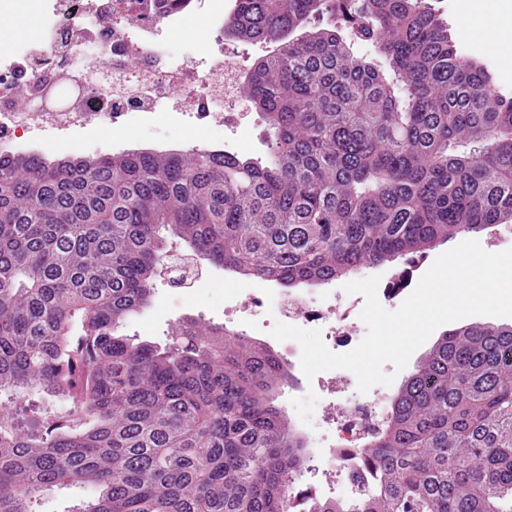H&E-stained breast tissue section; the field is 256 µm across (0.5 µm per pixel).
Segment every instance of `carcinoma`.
<instances>
[{"mask_svg":"<svg viewBox=\"0 0 512 512\" xmlns=\"http://www.w3.org/2000/svg\"><path fill=\"white\" fill-rule=\"evenodd\" d=\"M326 0H235L229 37L276 48L242 76L273 156L0 151V392L60 397L73 424L0 411V512L86 486L71 512H297L306 442L276 405L293 382L267 345L181 319L122 332L170 260L283 287L423 253L512 222V96L426 0H364L352 28L307 30ZM479 150L457 153L456 141ZM370 485L307 512H512V325L445 332L361 450ZM330 5H332L333 8L336 7V10L333 12L325 13L323 16V20H321L320 22L318 21V19L310 20L311 23L306 24L307 28H323L327 27L328 24L335 25L336 28H338V30H340L341 33L347 38L348 43H351L352 51L356 56L362 57L367 61L376 62V60H380L375 44H373L371 41L356 38L354 35L351 34L350 29L348 28L349 24L345 22V16L342 12V6H340L338 2H336V4L331 2Z\"/></svg>","mask_w":512,"mask_h":512,"instance_id":"obj_1","label":"carcinoma"}]
</instances>
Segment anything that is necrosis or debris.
<instances>
[{"mask_svg":"<svg viewBox=\"0 0 512 512\" xmlns=\"http://www.w3.org/2000/svg\"><path fill=\"white\" fill-rule=\"evenodd\" d=\"M202 6V0H187L181 11L171 9L167 0H55L37 44L19 45L0 36V140L16 141L20 132L34 126L66 130L155 115L161 101L177 99L184 73L199 88L186 99L195 108L198 123L226 125L243 99L231 57L212 55L202 74L161 66L164 29L180 21L184 12ZM134 55L142 61L136 68L128 64ZM65 67L88 80L77 104L66 112L18 110L20 90L53 82ZM273 315L303 329L329 330L336 339L356 334L354 324L337 313L330 298L317 301L282 294L274 299ZM326 421L334 427V439L319 451L322 476L353 491L366 489L369 475L359 450L384 426V414L376 401H363L328 413Z\"/></svg>","mask_w":512,"mask_h":512,"instance_id":"1","label":"necrosis or debris"}]
</instances>
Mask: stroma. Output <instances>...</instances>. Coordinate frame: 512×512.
<instances>
[{
    "mask_svg": "<svg viewBox=\"0 0 512 512\" xmlns=\"http://www.w3.org/2000/svg\"><path fill=\"white\" fill-rule=\"evenodd\" d=\"M435 12L448 24L452 41L467 55L486 60L492 67L498 85L512 92V54L500 53L491 43L464 34L461 30L463 0H429ZM235 0H205L199 12L190 14L186 22L200 27V34L190 38L182 35L181 24H174L163 33L166 49L179 51L189 59L200 58L209 39H216L219 48L231 55L240 72H248L254 63L268 54L272 46L265 42H244L227 35L222 30L224 18L232 11ZM185 22V23H186ZM209 140L218 143L222 150L261 162L271 158L268 122L265 115L250 104H243L237 122L224 126L204 128L192 118L182 115L170 120L144 119L131 125L69 129L65 131L31 129L18 140V152L41 154L54 160L68 155L95 157L120 152L151 151L168 153L191 149L198 142ZM448 242L442 241L425 254L408 256L378 265L364 266L351 272V279L380 276L390 282L401 272H411L413 279H420L433 261L447 252ZM199 279L193 290H185L169 283L167 277L155 282L152 300L146 308L129 318L124 328L127 335L143 340L165 343L174 325L181 318L190 316L205 322L224 325L227 329L241 331L269 345L289 365L295 376L301 377V347L292 340L280 342L270 330L275 319L270 311L259 314L242 312L236 306L234 295L259 293L267 297L281 293V286L273 282L247 278L202 261L198 264ZM330 372L317 373L312 381L282 389L276 401L295 428L304 435L308 447V467L302 470L298 481L306 483L310 467L318 463V438L326 434L323 413L342 394L330 385Z\"/></svg>",
    "mask_w": 512,
    "mask_h": 512,
    "instance_id": "35a3bbf8",
    "label": "stroma"
}]
</instances>
